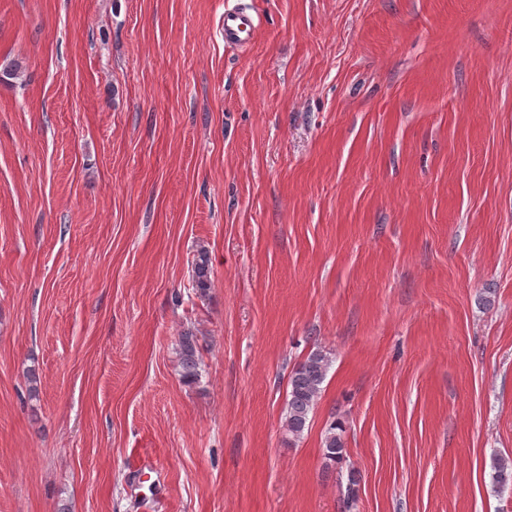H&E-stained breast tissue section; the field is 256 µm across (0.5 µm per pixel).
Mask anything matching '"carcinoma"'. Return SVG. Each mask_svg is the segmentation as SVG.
I'll return each instance as SVG.
<instances>
[{"instance_id":"cac0c4a2","label":"carcinoma","mask_w":512,"mask_h":512,"mask_svg":"<svg viewBox=\"0 0 512 512\" xmlns=\"http://www.w3.org/2000/svg\"><path fill=\"white\" fill-rule=\"evenodd\" d=\"M195 287L204 292L210 285L209 257L201 251L194 262ZM179 362L181 377L193 382L198 377L199 350L197 338L186 332L180 338ZM330 359L324 351L317 349L311 352L293 370L288 381V402L285 413V427L289 434L300 436L309 420L310 413L315 409L323 391ZM341 423H332L323 441L325 459L336 462L343 458L344 438ZM493 489L499 490L512 483V459L495 456L492 458Z\"/></svg>"}]
</instances>
